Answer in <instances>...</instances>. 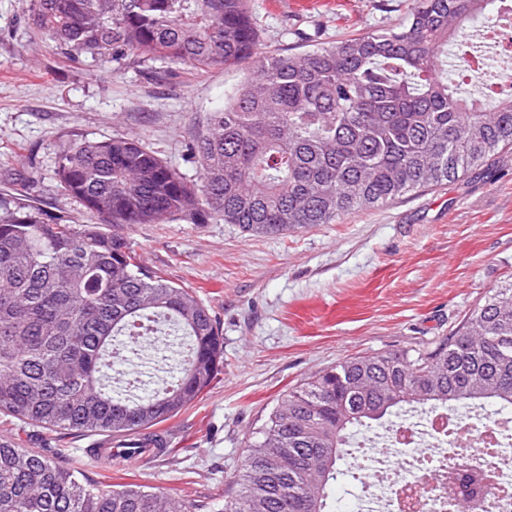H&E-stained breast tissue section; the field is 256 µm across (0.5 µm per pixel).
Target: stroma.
I'll return each mask as SVG.
<instances>
[{
  "label": "stroma",
  "instance_id": "obj_1",
  "mask_svg": "<svg viewBox=\"0 0 512 512\" xmlns=\"http://www.w3.org/2000/svg\"><path fill=\"white\" fill-rule=\"evenodd\" d=\"M410 0H250L261 51H302L400 22ZM32 0H0V192L29 180L47 209L94 223L56 176L59 146L132 135L191 182L192 152L210 112L246 68L196 71L130 54L74 60L39 38ZM126 235L140 263L193 292L219 324L224 367L210 392L159 425L166 455L117 471L68 441L60 462L100 489L137 484L211 503L236 491L268 413L288 389L337 361L396 351L453 333L489 291L512 282V150L465 177L358 211L334 224L250 236L218 220L137 224ZM360 459L330 489L333 512H353Z\"/></svg>",
  "mask_w": 512,
  "mask_h": 512
}]
</instances>
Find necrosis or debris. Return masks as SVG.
<instances>
[{
	"instance_id": "1",
	"label": "necrosis or debris",
	"mask_w": 512,
	"mask_h": 512,
	"mask_svg": "<svg viewBox=\"0 0 512 512\" xmlns=\"http://www.w3.org/2000/svg\"><path fill=\"white\" fill-rule=\"evenodd\" d=\"M460 431L452 415L436 411L360 442L365 492L355 512H444L448 484L463 496L476 475L492 476L496 483L477 512H512V459L492 464L477 451H448L447 436Z\"/></svg>"
}]
</instances>
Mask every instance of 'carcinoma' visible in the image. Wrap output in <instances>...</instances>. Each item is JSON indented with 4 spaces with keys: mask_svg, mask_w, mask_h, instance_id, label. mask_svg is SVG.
Segmentation results:
<instances>
[{
    "mask_svg": "<svg viewBox=\"0 0 512 512\" xmlns=\"http://www.w3.org/2000/svg\"><path fill=\"white\" fill-rule=\"evenodd\" d=\"M249 0H33L37 34L77 60L131 53L197 70L251 62L194 151L201 183L135 137L63 146L61 187L98 218L78 224L26 185L0 193V414L62 441L107 433L167 448L156 428L224 366L216 320L137 260L124 230L174 217L253 236L333 224L464 177L512 148V93L448 69L470 25L512 0H412L404 21L298 53L257 55ZM512 411V283L451 335L349 357L285 394L247 445L224 512H332L352 428L414 405ZM60 448L0 438V512H206L128 485L101 491Z\"/></svg>",
    "mask_w": 512,
    "mask_h": 512,
    "instance_id": "1",
    "label": "carcinoma"
}]
</instances>
